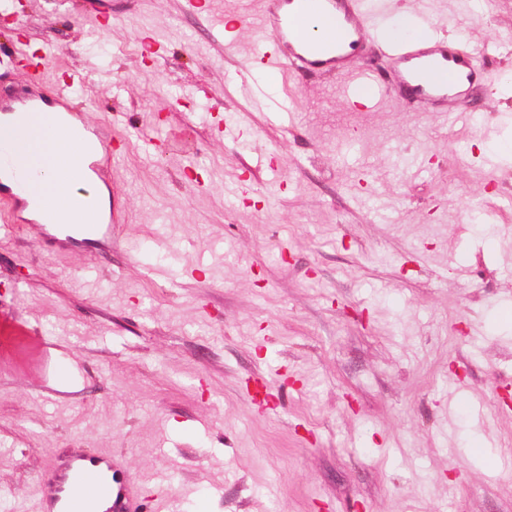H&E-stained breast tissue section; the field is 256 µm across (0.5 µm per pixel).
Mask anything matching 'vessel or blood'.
I'll return each mask as SVG.
<instances>
[{
    "label": "vessel or blood",
    "mask_w": 512,
    "mask_h": 512,
    "mask_svg": "<svg viewBox=\"0 0 512 512\" xmlns=\"http://www.w3.org/2000/svg\"><path fill=\"white\" fill-rule=\"evenodd\" d=\"M255 35L264 50L252 68L271 73L288 70L298 77L332 75L353 90L366 89L371 99L408 95L425 112H442L456 120L479 79V63L461 41L430 37L381 41L390 63L380 75L361 61L358 51L367 36L364 0H262ZM53 54L50 45L21 54L16 68L26 82L22 95L0 98V124L11 122L19 109H39L47 117L62 149L56 159L58 178L41 198L34 218L50 245L88 233L102 248L112 246L122 222L119 206L103 210L95 186L102 163L112 161L119 145L112 126L86 125L79 93L82 72L64 73L46 106L42 67ZM447 71L452 82L430 80L433 71ZM147 498L134 492V482L111 456L74 452L59 458L44 482L39 512H146Z\"/></svg>",
    "instance_id": "vessel-or-blood-1"
}]
</instances>
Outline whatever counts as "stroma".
I'll list each match as a JSON object with an SVG mask.
<instances>
[{
    "instance_id": "1",
    "label": "stroma",
    "mask_w": 512,
    "mask_h": 512,
    "mask_svg": "<svg viewBox=\"0 0 512 512\" xmlns=\"http://www.w3.org/2000/svg\"><path fill=\"white\" fill-rule=\"evenodd\" d=\"M96 2L0 0V45L51 44L44 90L84 72L127 142L111 258L0 229V512L78 448L151 512H512V0H366L377 71L403 17L479 58L452 124L250 76L251 22L230 51L212 24L236 0H119L99 32Z\"/></svg>"
}]
</instances>
